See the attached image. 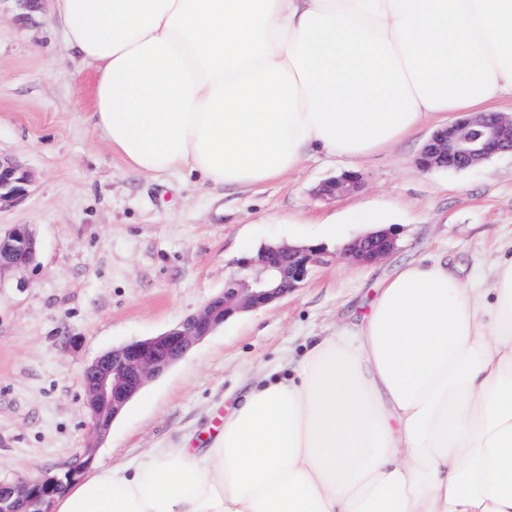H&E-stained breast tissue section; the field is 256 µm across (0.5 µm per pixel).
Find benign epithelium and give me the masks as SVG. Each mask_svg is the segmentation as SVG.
Wrapping results in <instances>:
<instances>
[{"label":"benign epithelium","instance_id":"1","mask_svg":"<svg viewBox=\"0 0 512 512\" xmlns=\"http://www.w3.org/2000/svg\"><path fill=\"white\" fill-rule=\"evenodd\" d=\"M512 154V115L499 112L469 113L467 117L435 131L423 144L416 164L432 169L464 170L495 155ZM28 172L9 159L0 158V209L21 199L29 184ZM359 175L344 173L319 185L316 196L334 199L357 191ZM396 235L383 229L358 238L346 253L359 263H373L394 251ZM37 256V240L27 225L0 234V271L20 269ZM317 250L286 244L262 247L256 256L240 262V273L224 285L197 312L171 329L135 340L103 353L89 366L91 384L85 386L92 416L94 443L87 449L91 462L97 444L109 434L113 421L146 382L167 371L195 345L237 314L259 309L298 287L315 260ZM61 483L24 478L13 482L21 512H41L46 496Z\"/></svg>","mask_w":512,"mask_h":512}]
</instances>
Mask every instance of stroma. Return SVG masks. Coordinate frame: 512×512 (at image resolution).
I'll return each instance as SVG.
<instances>
[{
    "instance_id": "1",
    "label": "stroma",
    "mask_w": 512,
    "mask_h": 512,
    "mask_svg": "<svg viewBox=\"0 0 512 512\" xmlns=\"http://www.w3.org/2000/svg\"><path fill=\"white\" fill-rule=\"evenodd\" d=\"M93 75L70 58L48 12L24 19L0 0V156L31 175L0 210V232L27 224L35 261L0 272V483L64 479L91 443L84 373L101 353L157 335L198 311L270 242L319 248L298 288L231 319L150 381L97 448L93 465L208 440L250 371L300 359L313 337L353 323L401 265L448 258L462 279L512 254V156L461 170L419 169L422 144L457 113L424 123L355 166L324 156L259 187L130 170L88 119ZM359 191L316 196L346 171ZM397 231L387 258L343 254L363 210ZM337 234H329L328 223Z\"/></svg>"
}]
</instances>
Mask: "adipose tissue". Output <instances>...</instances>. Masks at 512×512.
Wrapping results in <instances>:
<instances>
[{
    "label": "adipose tissue",
    "mask_w": 512,
    "mask_h": 512,
    "mask_svg": "<svg viewBox=\"0 0 512 512\" xmlns=\"http://www.w3.org/2000/svg\"><path fill=\"white\" fill-rule=\"evenodd\" d=\"M128 167L261 185L512 94V0H48ZM490 287L400 266L206 447L152 448L53 512H512V256Z\"/></svg>",
    "instance_id": "adipose-tissue-1"
}]
</instances>
